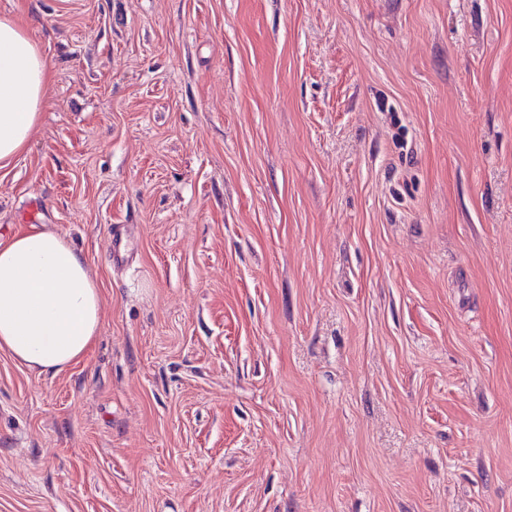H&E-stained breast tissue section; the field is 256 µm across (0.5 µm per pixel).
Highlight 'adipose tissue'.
Instances as JSON below:
<instances>
[{
    "mask_svg": "<svg viewBox=\"0 0 512 512\" xmlns=\"http://www.w3.org/2000/svg\"><path fill=\"white\" fill-rule=\"evenodd\" d=\"M51 69L15 19H0V162L23 153L39 122ZM101 292L85 256L30 225L0 237V350L37 374L57 375L94 345Z\"/></svg>",
    "mask_w": 512,
    "mask_h": 512,
    "instance_id": "1",
    "label": "adipose tissue"
}]
</instances>
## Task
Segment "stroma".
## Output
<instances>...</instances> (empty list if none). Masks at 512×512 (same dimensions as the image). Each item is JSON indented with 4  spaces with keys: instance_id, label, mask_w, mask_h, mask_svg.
Returning a JSON list of instances; mask_svg holds the SVG:
<instances>
[{
    "instance_id": "stroma-1",
    "label": "stroma",
    "mask_w": 512,
    "mask_h": 512,
    "mask_svg": "<svg viewBox=\"0 0 512 512\" xmlns=\"http://www.w3.org/2000/svg\"><path fill=\"white\" fill-rule=\"evenodd\" d=\"M4 16L52 80L0 236L103 301L56 376L0 352V512H512V0Z\"/></svg>"
}]
</instances>
